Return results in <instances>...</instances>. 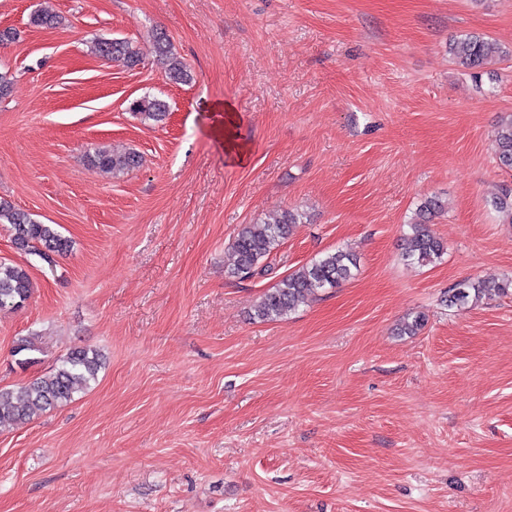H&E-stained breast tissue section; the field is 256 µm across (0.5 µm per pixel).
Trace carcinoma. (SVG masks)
Wrapping results in <instances>:
<instances>
[{
	"instance_id": "cac0c4a2",
	"label": "carcinoma",
	"mask_w": 512,
	"mask_h": 512,
	"mask_svg": "<svg viewBox=\"0 0 512 512\" xmlns=\"http://www.w3.org/2000/svg\"><path fill=\"white\" fill-rule=\"evenodd\" d=\"M36 27L53 28L61 17L51 9L41 7L30 18ZM154 48L167 80L186 84L193 76L188 65L172 52L167 33L153 34ZM92 52L103 59L135 66L140 61L137 46L126 39L98 37L91 41ZM448 53L455 62L477 80L487 62L495 57H506L505 50L496 41L484 36L461 35L448 43ZM130 110L143 121L163 122L169 112L168 104L154 96L144 95L130 103ZM495 157L499 165L512 171V112L498 116L495 124ZM141 157L134 151L114 152L98 148L91 162L105 172H123L139 166ZM491 205L503 222L512 223V187L501 189ZM442 211L436 197H426L417 205L408 232L404 235L402 256L411 266L427 267L440 262L446 253L443 241L432 231L430 224ZM303 215L294 210H283L272 219L243 224L233 242L235 262L229 276L249 279L257 273L260 261L269 257L290 236L293 226L302 223ZM0 224L10 225L13 240L20 249H31L48 259L51 255L69 252L70 241L53 224H43L31 214L14 208L0 199ZM359 260L351 251L338 249L315 257L298 269L285 275L276 287L266 290L255 306V315L261 321L280 320L294 312L305 299L326 288H337L358 274ZM33 288L27 269L19 264L0 262V310L17 309L30 298ZM512 288V277L500 281L469 279L448 289L446 302L450 307H469L486 297L505 294ZM104 365V355L95 349L74 348L58 366L15 389H0V426L20 425L47 410L61 407L74 395L97 379Z\"/></svg>"
}]
</instances>
